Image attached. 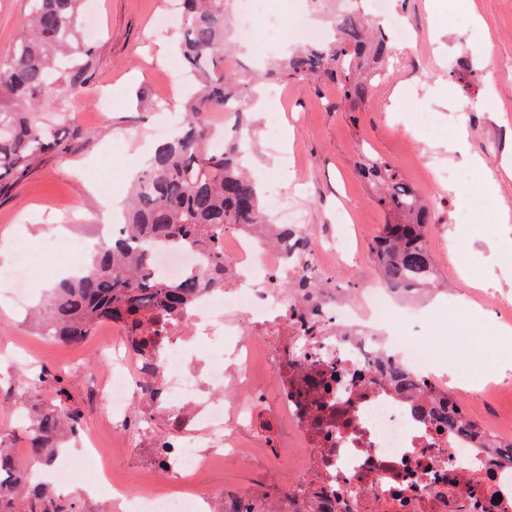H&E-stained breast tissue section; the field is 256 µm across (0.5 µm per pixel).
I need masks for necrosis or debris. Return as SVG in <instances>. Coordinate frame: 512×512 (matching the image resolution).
<instances>
[{
	"instance_id": "obj_1",
	"label": "necrosis or debris",
	"mask_w": 512,
	"mask_h": 512,
	"mask_svg": "<svg viewBox=\"0 0 512 512\" xmlns=\"http://www.w3.org/2000/svg\"><path fill=\"white\" fill-rule=\"evenodd\" d=\"M265 206L279 215L281 236L271 242L246 226L225 229L223 286L202 291L176 313L149 308L141 333L153 337L152 347L138 349L121 331L99 348L109 363L113 432L143 453L165 449L168 463L155 475L175 491L128 492L93 445H82L76 459H59L58 468L94 463L99 483L125 512H245L248 492L177 486L241 448L255 406L265 401L253 380L261 352L273 367L275 407L302 450L267 512H512V448L492 452L484 446L487 431L448 433L417 419L410 390L390 368L403 366L418 384L449 380L484 391H512V376L487 353L433 364L408 333L416 313L376 330L372 319L393 309L389 288L368 289L359 308L334 288L305 297L281 293V280L317 264L289 266L286 232L299 229L301 216L278 188L267 191ZM153 260L172 281L208 264L188 245L156 248ZM137 408L148 418L134 419ZM155 417L167 432L151 430Z\"/></svg>"
}]
</instances>
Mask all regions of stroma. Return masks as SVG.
Instances as JSON below:
<instances>
[{
    "instance_id": "obj_1",
    "label": "stroma",
    "mask_w": 512,
    "mask_h": 512,
    "mask_svg": "<svg viewBox=\"0 0 512 512\" xmlns=\"http://www.w3.org/2000/svg\"><path fill=\"white\" fill-rule=\"evenodd\" d=\"M86 6L97 19L86 79L74 90L48 89L38 108L70 128L68 147L45 156L0 194V265L13 261L18 246L27 248L38 263L30 282L35 304L69 266L60 238L110 234L120 219L110 201L126 199L129 168L143 169L160 129L177 118L187 93L185 80L167 69L176 56L177 30L156 25L171 0H86ZM397 8L416 22L412 52L402 53L362 102L344 100L335 84L320 80L276 83L279 98L270 111H254L244 131L257 145L252 170L260 184L284 186L312 229L335 223L337 211L350 213L363 252L323 255L320 273L354 294L381 282L369 246L387 221L357 162L367 151L384 157L439 213L429 242L444 290L427 298L426 306L451 309L470 296L472 336L500 355L512 346L501 333L512 322V266L503 262L512 254V223L501 221L512 210V178L503 170L512 163V79L491 82L482 52L488 46L494 59L512 57V0H399ZM29 11V0H0V60H7ZM285 51L284 39L260 31L252 43L226 52L224 68L237 71L256 55L272 60ZM421 112L438 116V135L417 124ZM461 127L468 132L464 148L448 155L445 145ZM475 158L482 169L472 166ZM432 165L447 170L446 187L428 181L425 170ZM286 170L294 181L284 180ZM474 191L490 198L494 210L470 211ZM27 313L0 284V426L18 418L22 407L58 404L59 389H66L83 409L81 431L111 448L110 468L139 489L152 468L149 457L113 446L105 406L88 394L90 383L104 375L94 355L97 336L78 346L51 341ZM40 367L47 378L29 385L28 375ZM459 400L481 426L512 431V396L493 399L473 390ZM270 409L266 403L256 410L254 434L239 455L199 471L191 485L246 490L260 502L278 496L288 481L290 434L283 423L270 421Z\"/></svg>"
}]
</instances>
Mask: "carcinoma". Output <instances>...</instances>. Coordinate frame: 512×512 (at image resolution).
<instances>
[{
  "instance_id": "carcinoma-1",
  "label": "carcinoma",
  "mask_w": 512,
  "mask_h": 512,
  "mask_svg": "<svg viewBox=\"0 0 512 512\" xmlns=\"http://www.w3.org/2000/svg\"><path fill=\"white\" fill-rule=\"evenodd\" d=\"M178 2V50L184 70L198 82L197 90L183 105L177 133L156 148L133 181L124 223L112 243L97 249L81 265L82 275L62 282L38 309L43 335L61 342L83 343L102 321L138 336L149 306L177 312L213 283L224 281V226L273 227L258 184L244 168L252 144L227 137L215 149L214 132L204 120L205 113L228 106L235 107L238 124L249 117L241 104L251 94L256 75L224 72V10L229 0ZM81 7L82 0H31L30 27L14 43L9 60L0 62V192L63 146V134L56 124L41 121L37 107L51 85L66 83L74 89L87 71L92 47L81 30ZM334 26L333 38L293 52L266 77L302 80L322 74L344 99L365 100L368 86L380 75L376 64L391 53L389 34L370 24L359 3L337 14ZM358 172L376 189V202L388 215L370 243L384 286L403 293L431 287L436 269L428 233L438 221L435 208L378 154L364 157ZM136 239L156 245L188 242L207 255L209 268L166 281L152 266V248H137ZM312 251V239L297 233L293 262L307 261ZM391 375L413 388L415 415H432L431 388L413 384L397 368ZM453 401L448 396V415L437 419L439 428L457 431L464 422L476 426L471 418L460 419ZM80 421L75 405L30 407L19 427L28 456L51 465L60 444L75 437ZM29 471V461L11 457L9 436L0 433V512H83L78 499L61 501L49 488L29 481Z\"/></svg>"
}]
</instances>
